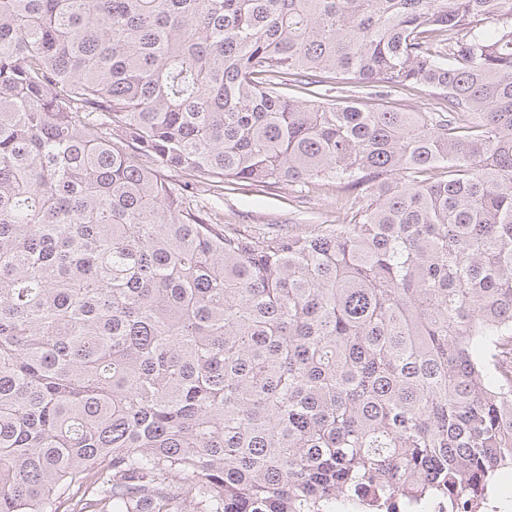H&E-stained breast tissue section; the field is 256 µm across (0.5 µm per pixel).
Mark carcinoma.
Segmentation results:
<instances>
[{"label":"carcinoma","instance_id":"cac0c4a2","mask_svg":"<svg viewBox=\"0 0 512 512\" xmlns=\"http://www.w3.org/2000/svg\"><path fill=\"white\" fill-rule=\"evenodd\" d=\"M315 182L346 221L193 202ZM509 470L512 0H0V512H468ZM399 99L403 107L409 112H434L436 99L428 91L417 90L406 95H401Z\"/></svg>","mask_w":512,"mask_h":512}]
</instances>
